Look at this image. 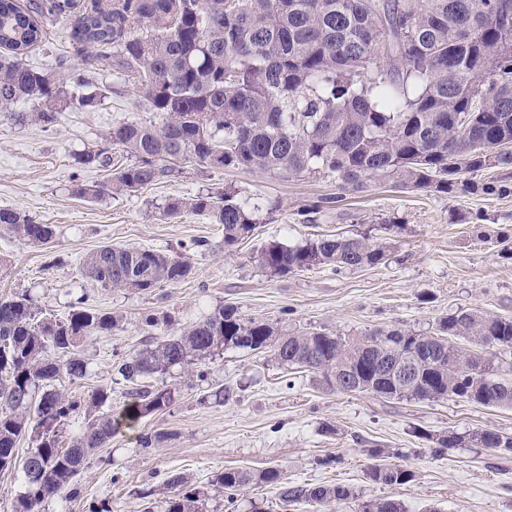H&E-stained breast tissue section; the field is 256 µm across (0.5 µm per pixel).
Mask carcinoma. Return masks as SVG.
Instances as JSON below:
<instances>
[{"label":"carcinoma","instance_id":"obj_1","mask_svg":"<svg viewBox=\"0 0 512 512\" xmlns=\"http://www.w3.org/2000/svg\"><path fill=\"white\" fill-rule=\"evenodd\" d=\"M74 6V0H34L24 9L18 0H0V110L41 100L36 111L18 114L24 124L50 128L58 104L83 112L102 97L66 55L51 72L20 59L43 42L45 19ZM132 25L147 34L127 36ZM71 40L132 78L138 106L159 117L116 124L102 146L76 154L83 168H107L117 148L127 163L103 183L73 182L75 197L136 192L173 176L187 158L206 169L333 179L338 193L301 212L311 223L377 181L448 197L508 192L466 175L512 168V0H112L110 11H86ZM258 210L227 187L172 199L163 212L222 225L230 253L252 235ZM0 233L47 247L56 236L54 225L12 208H0ZM391 247L366 234L318 235L296 246L271 241L258 261L272 276L341 272L384 264ZM192 271L181 251L113 244L81 264V274L104 288L144 293L183 282ZM119 323V315L84 295L61 318L43 312L27 292L0 297V473H22L15 512H42L45 501L77 493L92 454L121 428L175 402L174 391L145 380L201 365L226 349H269L282 366L311 371L343 393L432 402L456 397L512 409V377L502 374V355L512 356V318L477 309L441 318L434 336L393 328L351 341L324 332L279 336L269 324L222 307L114 358L113 370L128 384L118 414L108 409L110 388L87 399L57 390L60 372L86 375L81 343L112 334ZM79 417L80 433L61 447V431ZM414 433L431 442L435 455L450 448L512 454V435L497 429ZM27 439L32 446L21 455ZM368 477L404 485L414 472L379 463ZM255 481L279 486L285 503L322 507L355 498L346 485L285 482L275 467L226 468L214 486L236 491ZM166 486L164 512H201L199 492L184 476H171ZM359 512L405 510L385 498L362 502Z\"/></svg>","mask_w":512,"mask_h":512}]
</instances>
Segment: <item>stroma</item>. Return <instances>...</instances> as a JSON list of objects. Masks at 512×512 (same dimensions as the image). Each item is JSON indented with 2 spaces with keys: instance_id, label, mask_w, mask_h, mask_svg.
<instances>
[{
  "instance_id": "1",
  "label": "stroma",
  "mask_w": 512,
  "mask_h": 512,
  "mask_svg": "<svg viewBox=\"0 0 512 512\" xmlns=\"http://www.w3.org/2000/svg\"><path fill=\"white\" fill-rule=\"evenodd\" d=\"M90 2L76 0L71 13L48 24L46 39L25 61L49 71L56 58L70 56L93 81L113 86V93L87 112L61 110L50 130L0 112V208L56 228L48 249L0 236V297L27 292L39 307L61 316L86 293L122 319L111 335L81 344L86 376L73 381L60 375L56 386L62 392L86 398L108 386L113 407L122 406L126 385L113 371V353L140 348L149 335L179 333L225 306L282 333L323 330L349 338L394 327L433 335L439 320L458 307L512 317V260L500 257L498 244L501 234L512 235V194L448 198L376 182L307 223L302 210L336 193L335 182L217 171L187 160L179 173L134 193L73 196L72 180L91 185L109 175L105 168H81L77 153L97 147L113 124L153 118L136 108L128 81L101 70L94 55L70 42L68 34ZM228 186L242 197L278 204L260 214L252 236L232 253L224 251L221 225L190 213H163L171 199ZM391 218L400 224L395 250L378 267L273 277L257 261L271 241L293 245L316 234L376 237L380 222ZM194 240L204 246L190 254L191 278L151 294L105 288L81 275L83 257L106 241L161 249ZM162 313L169 323L146 327L145 316ZM160 382L174 390L176 400L144 421L158 436L155 444L142 449L132 432L116 434L85 466L78 495L53 498L44 512H88L89 505L101 503L110 512H162L161 496L147 503L139 492L158 491L175 474L187 476L202 493V512H316L306 503H283L275 485L255 482L231 496L215 491L212 482L227 467H276L289 482L349 486L357 501L332 506L331 512H355L358 501L378 498L399 500L406 512H512V457L484 448H452L436 457L413 434L417 428L512 434V409L457 398L422 402L333 392L319 375L285 369L269 351L229 349L203 369H171ZM224 387L231 388L230 398L216 401L215 391ZM374 445L386 450L388 462L413 471V481H371L367 450Z\"/></svg>"
}]
</instances>
